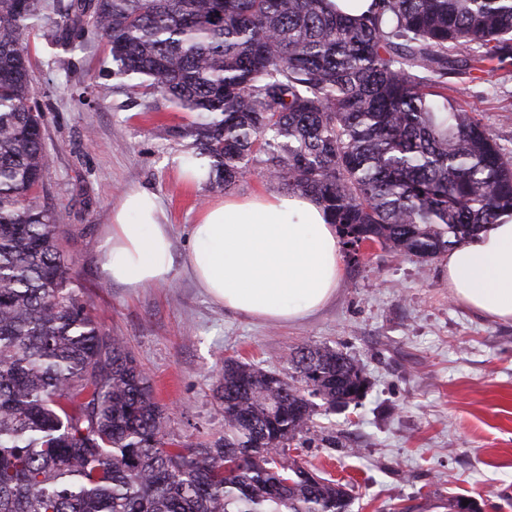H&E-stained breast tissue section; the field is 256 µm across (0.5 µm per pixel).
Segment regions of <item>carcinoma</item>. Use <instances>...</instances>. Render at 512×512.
I'll return each mask as SVG.
<instances>
[{"label":"carcinoma","mask_w":512,"mask_h":512,"mask_svg":"<svg viewBox=\"0 0 512 512\" xmlns=\"http://www.w3.org/2000/svg\"><path fill=\"white\" fill-rule=\"evenodd\" d=\"M0 0V512H348L346 487L288 454L317 402L344 408L362 366L304 346L282 376L227 360L224 436L170 437L125 341L73 287L30 38L73 51L88 27L118 75L199 119L173 131L211 160L314 199L351 260L422 261L512 215V156L448 95V76L512 64V0Z\"/></svg>","instance_id":"cac0c4a2"}]
</instances>
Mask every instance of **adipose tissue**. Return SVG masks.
<instances>
[{"instance_id": "obj_1", "label": "adipose tissue", "mask_w": 512, "mask_h": 512, "mask_svg": "<svg viewBox=\"0 0 512 512\" xmlns=\"http://www.w3.org/2000/svg\"><path fill=\"white\" fill-rule=\"evenodd\" d=\"M105 279L131 288L166 283L171 237L155 195L128 192L101 243ZM451 297L512 322V216L449 251ZM185 271L224 308L267 322L290 321L335 293L341 256L335 225L314 200L287 194L212 201L193 226Z\"/></svg>"}]
</instances>
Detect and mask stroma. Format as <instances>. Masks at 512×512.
Segmentation results:
<instances>
[{
	"label": "stroma",
	"mask_w": 512,
	"mask_h": 512,
	"mask_svg": "<svg viewBox=\"0 0 512 512\" xmlns=\"http://www.w3.org/2000/svg\"><path fill=\"white\" fill-rule=\"evenodd\" d=\"M31 56L50 152L41 201L66 213L71 272L147 372L177 440L223 436L216 387L225 360L285 375L297 347L328 346L363 367L368 389L347 408L317 407L315 440L298 454L352 487L350 512H448L458 493L480 512H512V323L453 300L441 258L377 247L360 264L343 263L335 295L311 315L273 326L224 309L183 272L192 226L215 198L180 175L189 149L167 131L189 116L111 76L100 37L72 54L35 38ZM448 93L512 153V73L453 75ZM132 189L157 195L166 210L169 284L127 288L100 275L103 236ZM328 433L339 447L322 446Z\"/></svg>",
	"instance_id": "stroma-1"
}]
</instances>
